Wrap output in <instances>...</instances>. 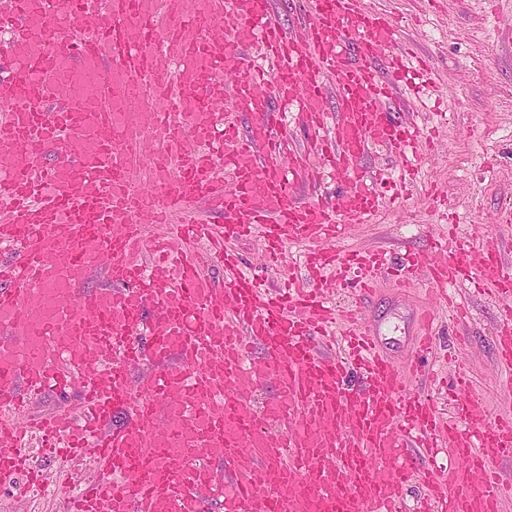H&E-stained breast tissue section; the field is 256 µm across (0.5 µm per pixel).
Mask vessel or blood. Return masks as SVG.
<instances>
[{
	"label": "vessel or blood",
	"mask_w": 512,
	"mask_h": 512,
	"mask_svg": "<svg viewBox=\"0 0 512 512\" xmlns=\"http://www.w3.org/2000/svg\"><path fill=\"white\" fill-rule=\"evenodd\" d=\"M199 2L0 0V483L35 428L99 461L72 512H397L412 483L420 512H500L512 414L490 418L463 365L451 413L407 391L360 311L337 317L325 294L326 271L356 270L368 293L388 263L340 244L379 209L371 149L405 167L423 139L390 103L427 60L364 0H304L299 36L271 0ZM138 156L161 176L133 181ZM324 165L340 191L301 197ZM255 232L272 254L304 246L308 279L278 292L243 271L235 246ZM198 238L223 281L186 249ZM95 271L109 286L87 288ZM421 271L439 297L470 283L500 301L512 378V264L494 240L442 237L407 256L399 287ZM432 315H416L418 371ZM67 385L79 410L23 420L28 395Z\"/></svg>",
	"instance_id": "b4317fda"
}]
</instances>
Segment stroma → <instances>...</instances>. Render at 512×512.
Instances as JSON below:
<instances>
[{
  "label": "stroma",
  "mask_w": 512,
  "mask_h": 512,
  "mask_svg": "<svg viewBox=\"0 0 512 512\" xmlns=\"http://www.w3.org/2000/svg\"><path fill=\"white\" fill-rule=\"evenodd\" d=\"M367 7L394 12L402 37L425 54L436 86L420 100L399 99L396 112L424 132L438 131L436 150L421 155L412 189L384 207L371 223L355 227L342 246L347 250L418 252L429 235L450 228L483 241L496 232L500 211L512 209V0H365ZM248 267L278 283L300 265L301 246L288 245L281 261L265 265L260 237L239 243ZM457 300L469 318L454 323L447 302H440L442 324L437 349L449 358L439 367L453 372V357L466 360L477 396L490 415L512 412V389L497 368L498 302L487 294L457 287ZM431 295L423 288L403 293L380 281L366 301L350 288L334 292V303L360 308L392 359L405 364L414 353V315Z\"/></svg>",
  "instance_id": "obj_1"
}]
</instances>
